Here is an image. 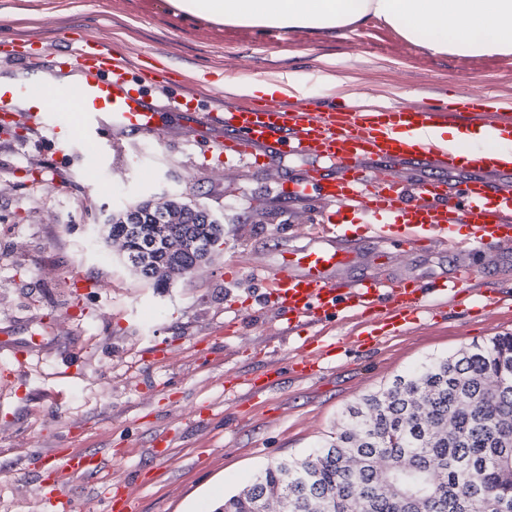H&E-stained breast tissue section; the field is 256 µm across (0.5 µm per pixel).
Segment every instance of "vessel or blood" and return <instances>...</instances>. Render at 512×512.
Wrapping results in <instances>:
<instances>
[{
    "mask_svg": "<svg viewBox=\"0 0 512 512\" xmlns=\"http://www.w3.org/2000/svg\"><path fill=\"white\" fill-rule=\"evenodd\" d=\"M65 56L80 74L76 111L85 135L109 132L115 148L133 136L160 131L163 111L200 109L203 124L224 129L218 145L225 169L235 172L271 165L282 155L301 156L337 165L335 175L310 174L292 182L286 195L295 204L322 202L324 221L338 233L321 244L283 252L265 271L267 302L283 320L284 333L303 325L359 316L354 342L381 345L437 320L470 280L468 267L453 276L424 284L403 275L389 281L354 277L358 261L342 225L369 213L376 222L369 231L385 248L374 264L388 262V246L421 249L447 248L458 226L468 227L473 250L487 241L512 240V162L491 164L486 158L461 154L442 136V129L478 128L489 137L506 136L512 154V105L492 97L448 103L435 98L423 103L388 105L363 99L312 102L297 94H281L262 105L220 91L210 83L172 89L121 51L84 39L68 43ZM165 92V107L148 106L151 93ZM0 113L20 116L50 132H59L57 114L46 106L41 84L22 80L0 83ZM368 160H406L428 170L469 171L462 180L424 179L405 184L395 179L375 181ZM334 344L320 343L294 357L299 376L311 377L331 366ZM98 454L78 450L58 453L48 476L46 494L51 512H80L77 501L63 489L68 480L102 473ZM99 512H137L136 499L118 484L104 483Z\"/></svg>",
    "mask_w": 512,
    "mask_h": 512,
    "instance_id": "vessel-or-blood-1",
    "label": "vessel or blood"
}]
</instances>
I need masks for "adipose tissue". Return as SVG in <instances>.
I'll list each match as a JSON object with an SVG mask.
<instances>
[{"label": "adipose tissue", "mask_w": 512, "mask_h": 512, "mask_svg": "<svg viewBox=\"0 0 512 512\" xmlns=\"http://www.w3.org/2000/svg\"><path fill=\"white\" fill-rule=\"evenodd\" d=\"M194 19L259 28L340 29L367 18L440 54L512 52V0H171Z\"/></svg>", "instance_id": "ef3b65f1"}]
</instances>
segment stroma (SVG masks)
Here are the masks:
<instances>
[{
    "label": "stroma",
    "instance_id": "35a3bbf8",
    "mask_svg": "<svg viewBox=\"0 0 512 512\" xmlns=\"http://www.w3.org/2000/svg\"><path fill=\"white\" fill-rule=\"evenodd\" d=\"M87 35L161 77L229 76L235 91L246 80L300 74L317 102L512 99V54H436L374 18L294 28L271 42L257 27L183 18L167 0H0V52ZM59 121L73 130L64 146L38 126L0 120V512H47L38 487L63 448L105 460L103 474L72 483L83 512H97L106 480L134 494L141 512H205L214 495L234 494L267 464L329 438L362 395L432 357L512 333V312L495 307L493 295H465L440 320L370 349L340 345L356 332L353 320L281 335L253 270L321 232L317 202L294 214L281 198L307 160L225 170L209 153L219 130L199 132L192 112L167 115L159 136L136 138L119 154L111 140L87 143L73 113ZM173 198L219 221L239 199L252 212L225 224L208 262L154 288L124 263L104 219L137 201ZM348 230L363 256L354 274L430 282L464 261L495 293H512V242H491L476 256L395 249L376 266L365 225ZM316 335L337 340L334 368L298 377L289 362ZM275 363V387L225 399L226 377L242 382ZM160 436L169 440L163 459L153 451Z\"/></svg>",
    "mask_w": 512,
    "mask_h": 512
}]
</instances>
